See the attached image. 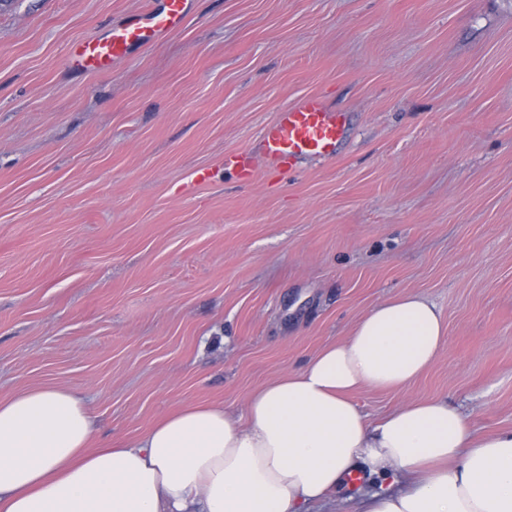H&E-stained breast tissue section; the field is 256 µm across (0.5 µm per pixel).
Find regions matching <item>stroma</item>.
Returning a JSON list of instances; mask_svg holds the SVG:
<instances>
[{
	"label": "stroma",
	"mask_w": 512,
	"mask_h": 512,
	"mask_svg": "<svg viewBox=\"0 0 512 512\" xmlns=\"http://www.w3.org/2000/svg\"><path fill=\"white\" fill-rule=\"evenodd\" d=\"M152 2L0 0V400L78 392L115 444L192 403L241 415L419 294L446 345L357 392L367 419L437 397L511 430L512 0H189L119 68L72 66ZM309 94L347 137L275 170L262 129Z\"/></svg>",
	"instance_id": "35a3bbf8"
}]
</instances>
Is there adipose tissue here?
<instances>
[{
  "label": "adipose tissue",
  "mask_w": 512,
  "mask_h": 512,
  "mask_svg": "<svg viewBox=\"0 0 512 512\" xmlns=\"http://www.w3.org/2000/svg\"><path fill=\"white\" fill-rule=\"evenodd\" d=\"M446 344L441 312L411 294L264 386L238 420L195 405L136 440L98 442L87 401L35 388L0 401V512H309L363 472V512H512V430L480 438L436 398L369 424L351 393L399 389Z\"/></svg>",
  "instance_id": "adipose-tissue-1"
}]
</instances>
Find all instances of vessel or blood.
Segmentation results:
<instances>
[{
  "label": "vessel or blood",
  "instance_id": "1",
  "mask_svg": "<svg viewBox=\"0 0 512 512\" xmlns=\"http://www.w3.org/2000/svg\"><path fill=\"white\" fill-rule=\"evenodd\" d=\"M187 0H161L145 17L112 26L104 35L80 38L71 45L74 62L89 72L111 69L131 50L151 45L184 21ZM346 130L345 113L328 107L315 94L278 112L262 132L269 164L286 168L303 156L334 157Z\"/></svg>",
  "mask_w": 512,
  "mask_h": 512
}]
</instances>
